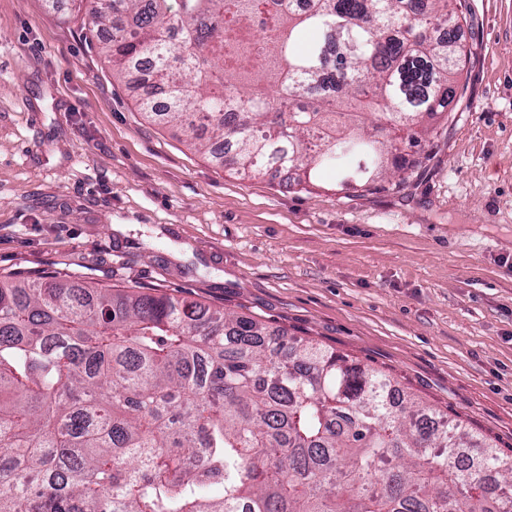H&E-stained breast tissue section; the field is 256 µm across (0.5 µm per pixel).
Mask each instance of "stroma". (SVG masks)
I'll use <instances>...</instances> for the list:
<instances>
[{
  "instance_id": "1",
  "label": "stroma",
  "mask_w": 512,
  "mask_h": 512,
  "mask_svg": "<svg viewBox=\"0 0 512 512\" xmlns=\"http://www.w3.org/2000/svg\"><path fill=\"white\" fill-rule=\"evenodd\" d=\"M460 101L393 190L241 178L147 121L70 0H0V274L141 286L388 373L512 454V0H465Z\"/></svg>"
}]
</instances>
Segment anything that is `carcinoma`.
Returning <instances> with one entry per match:
<instances>
[{"label": "carcinoma", "instance_id": "obj_1", "mask_svg": "<svg viewBox=\"0 0 512 512\" xmlns=\"http://www.w3.org/2000/svg\"><path fill=\"white\" fill-rule=\"evenodd\" d=\"M72 0L234 174L370 191L430 145L456 0ZM0 512H512V455L384 372L167 293L0 276Z\"/></svg>", "mask_w": 512, "mask_h": 512}]
</instances>
